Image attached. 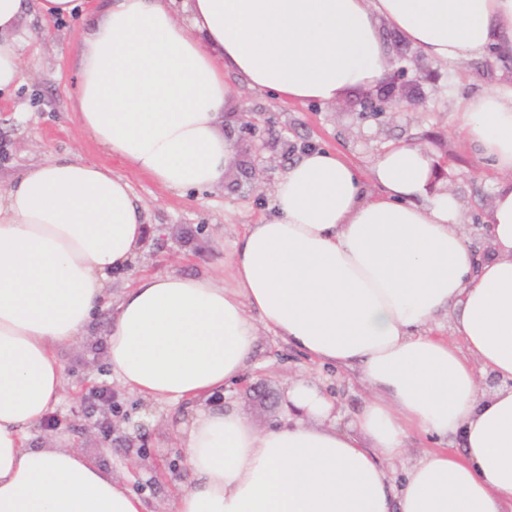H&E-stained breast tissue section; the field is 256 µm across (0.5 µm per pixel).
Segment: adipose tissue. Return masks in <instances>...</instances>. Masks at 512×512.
<instances>
[{
    "instance_id": "adipose-tissue-1",
    "label": "adipose tissue",
    "mask_w": 512,
    "mask_h": 512,
    "mask_svg": "<svg viewBox=\"0 0 512 512\" xmlns=\"http://www.w3.org/2000/svg\"><path fill=\"white\" fill-rule=\"evenodd\" d=\"M33 6L47 20L94 12L78 120L180 192L218 185L239 155L221 129L231 77L286 103L334 102L384 80L383 23L430 60L512 55V0H0V93L18 83ZM453 120L506 176L488 254L471 250L458 199L430 194L424 148L381 153L375 197L317 148L274 184V216L236 242L234 288L167 273L120 296L113 373L144 398L198 404L179 429L189 483L171 512H512V84L462 99ZM147 232L144 205L100 163L38 165L0 190V512H144L78 450L28 441L61 397L57 349L77 341ZM444 317L455 340L431 334ZM261 326L359 374L371 395L350 423L302 379L285 391L286 423L264 432L235 404L209 407L248 370ZM414 434L453 445L394 483L382 461Z\"/></svg>"
}]
</instances>
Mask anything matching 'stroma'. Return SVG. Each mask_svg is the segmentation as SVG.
I'll list each match as a JSON object with an SVG mask.
<instances>
[{
    "label": "stroma",
    "instance_id": "35a3bbf8",
    "mask_svg": "<svg viewBox=\"0 0 512 512\" xmlns=\"http://www.w3.org/2000/svg\"><path fill=\"white\" fill-rule=\"evenodd\" d=\"M22 71L14 95L0 101V190L30 166L56 159L108 165L127 180L153 224L138 255L135 274L177 272L210 276L232 287L233 245L246 225L269 212L270 192L288 164L310 148L334 150L367 171L387 148L416 144L436 159L435 190L462 204L463 228L474 246L484 244L494 190L501 173L482 162L452 120L459 99L512 78V59L490 52L459 64L426 61L416 74L418 52L389 28L381 36L390 50L389 78L379 86L345 94L331 104L282 103L267 92L234 85L239 99L224 118L239 147L238 163L211 189L184 194L169 190L131 164L107 156L81 126L73 110L79 48L88 30L83 13L44 22L39 14L24 21ZM403 95L404 107L365 114L362 103L388 91ZM254 130H244L249 118ZM134 276L116 277L80 339L62 347L64 391L35 430L34 446L49 443L79 450L113 480L138 495L145 512H169L188 482L178 430L187 403L150 401L124 388L106 360V334L124 288ZM251 382L283 396L290 380L312 381L336 402L349 420L369 395L353 372L325 368L266 329H258ZM107 390L112 401L91 405L90 396Z\"/></svg>",
    "mask_w": 512,
    "mask_h": 512
}]
</instances>
